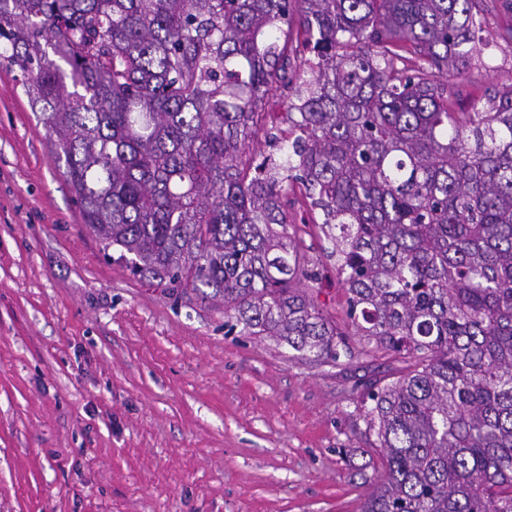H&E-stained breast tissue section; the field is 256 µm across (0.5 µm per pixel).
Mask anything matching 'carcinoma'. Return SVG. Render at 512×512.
Returning <instances> with one entry per match:
<instances>
[{
	"mask_svg": "<svg viewBox=\"0 0 512 512\" xmlns=\"http://www.w3.org/2000/svg\"><path fill=\"white\" fill-rule=\"evenodd\" d=\"M305 2L0 0V64L103 251L170 296H221L230 333L336 363L347 334L297 288L316 279L283 208L302 182L351 326L407 363L364 385L381 474L362 512H512V85L448 109L477 0ZM275 83L295 137L255 165Z\"/></svg>",
	"mask_w": 512,
	"mask_h": 512,
	"instance_id": "cac0c4a2",
	"label": "carcinoma"
}]
</instances>
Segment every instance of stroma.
Here are the masks:
<instances>
[{"label": "stroma", "mask_w": 512, "mask_h": 512, "mask_svg": "<svg viewBox=\"0 0 512 512\" xmlns=\"http://www.w3.org/2000/svg\"><path fill=\"white\" fill-rule=\"evenodd\" d=\"M481 41L447 79L472 111L512 84V0H484ZM19 71L0 65V512H360L380 459L365 353L316 208L288 190V232L317 278L301 289L349 333L312 363L226 334L224 303L167 295L82 224Z\"/></svg>", "instance_id": "obj_1"}]
</instances>
